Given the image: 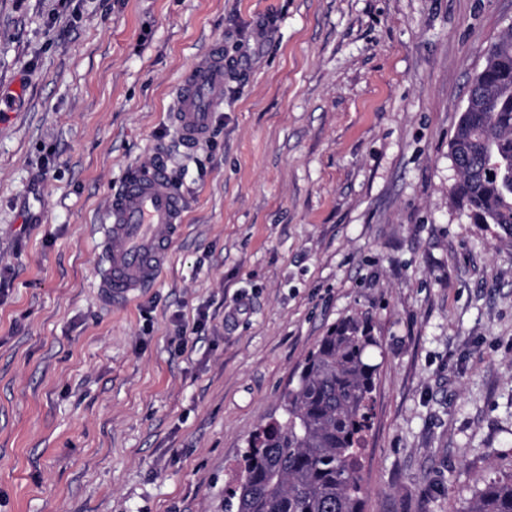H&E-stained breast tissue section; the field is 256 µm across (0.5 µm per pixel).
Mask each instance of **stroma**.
Listing matches in <instances>:
<instances>
[{
  "instance_id": "obj_1",
  "label": "stroma",
  "mask_w": 512,
  "mask_h": 512,
  "mask_svg": "<svg viewBox=\"0 0 512 512\" xmlns=\"http://www.w3.org/2000/svg\"><path fill=\"white\" fill-rule=\"evenodd\" d=\"M510 26L512 0H0V512H224L355 312L380 342L363 512L461 510L512 473V248L449 193ZM216 41L237 65L188 147L176 89ZM159 153L184 231L113 305L98 227Z\"/></svg>"
}]
</instances>
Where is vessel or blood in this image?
Segmentation results:
<instances>
[{
  "instance_id": "vessel-or-blood-1",
  "label": "vessel or blood",
  "mask_w": 512,
  "mask_h": 512,
  "mask_svg": "<svg viewBox=\"0 0 512 512\" xmlns=\"http://www.w3.org/2000/svg\"><path fill=\"white\" fill-rule=\"evenodd\" d=\"M225 74L220 42L210 47L203 63L184 73L174 119L186 143L196 144L207 134L213 112L223 103ZM184 212L163 166L129 172L104 218L99 288L106 300L130 302L154 283L184 226Z\"/></svg>"
}]
</instances>
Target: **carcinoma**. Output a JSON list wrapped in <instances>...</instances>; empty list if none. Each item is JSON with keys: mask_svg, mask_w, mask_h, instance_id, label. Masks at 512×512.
<instances>
[{"mask_svg": "<svg viewBox=\"0 0 512 512\" xmlns=\"http://www.w3.org/2000/svg\"><path fill=\"white\" fill-rule=\"evenodd\" d=\"M450 154V189L475 224L512 243V27L472 79ZM379 347L367 316L347 315L321 336L283 396L284 418L248 440L224 512H361V450ZM464 512H512V474L489 481Z\"/></svg>", "mask_w": 512, "mask_h": 512, "instance_id": "obj_1", "label": "carcinoma"}]
</instances>
